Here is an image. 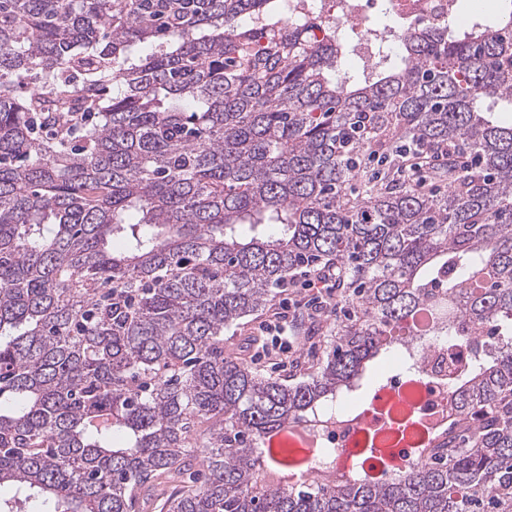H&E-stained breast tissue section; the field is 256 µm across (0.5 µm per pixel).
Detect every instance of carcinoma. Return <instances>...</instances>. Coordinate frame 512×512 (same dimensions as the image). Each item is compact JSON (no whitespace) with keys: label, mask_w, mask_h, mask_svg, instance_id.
Here are the masks:
<instances>
[{"label":"carcinoma","mask_w":512,"mask_h":512,"mask_svg":"<svg viewBox=\"0 0 512 512\" xmlns=\"http://www.w3.org/2000/svg\"><path fill=\"white\" fill-rule=\"evenodd\" d=\"M278 2L0 0V512H512V0L361 78ZM461 142L446 185L405 176ZM327 264L316 364L239 356ZM413 344L454 352L444 444L398 392L356 454L273 446L361 419L386 361L422 380Z\"/></svg>","instance_id":"carcinoma-1"}]
</instances>
